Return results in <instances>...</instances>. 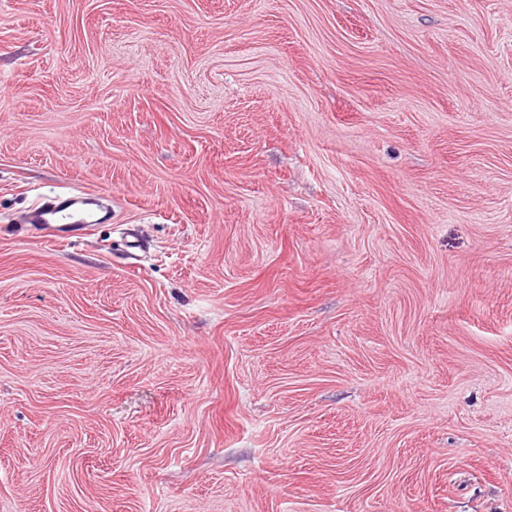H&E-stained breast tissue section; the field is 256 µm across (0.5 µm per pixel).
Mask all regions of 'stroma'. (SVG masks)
<instances>
[{"instance_id":"obj_1","label":"stroma","mask_w":512,"mask_h":512,"mask_svg":"<svg viewBox=\"0 0 512 512\" xmlns=\"http://www.w3.org/2000/svg\"><path fill=\"white\" fill-rule=\"evenodd\" d=\"M0 512H512V0H0ZM94 206L93 198L84 195L44 197L28 208L22 223L33 224L48 231L52 237L65 240L71 237L75 225L98 224L105 218Z\"/></svg>"}]
</instances>
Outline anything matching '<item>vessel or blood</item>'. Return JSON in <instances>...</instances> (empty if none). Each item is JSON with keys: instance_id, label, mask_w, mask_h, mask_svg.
Returning <instances> with one entry per match:
<instances>
[{"instance_id": "b4317fda", "label": "vessel or blood", "mask_w": 512, "mask_h": 512, "mask_svg": "<svg viewBox=\"0 0 512 512\" xmlns=\"http://www.w3.org/2000/svg\"><path fill=\"white\" fill-rule=\"evenodd\" d=\"M101 216L93 198L70 195L48 198L30 206L22 221L42 228L59 240L71 237L76 224H96Z\"/></svg>"}]
</instances>
